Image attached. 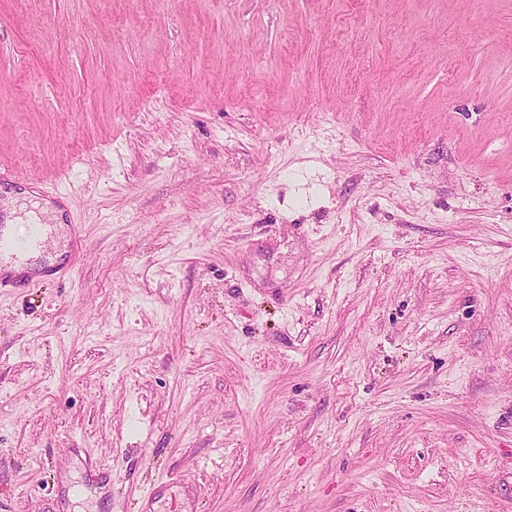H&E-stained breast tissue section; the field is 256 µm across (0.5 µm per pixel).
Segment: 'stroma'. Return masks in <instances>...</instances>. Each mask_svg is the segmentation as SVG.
I'll list each match as a JSON object with an SVG mask.
<instances>
[{
  "instance_id": "stroma-1",
  "label": "stroma",
  "mask_w": 512,
  "mask_h": 512,
  "mask_svg": "<svg viewBox=\"0 0 512 512\" xmlns=\"http://www.w3.org/2000/svg\"><path fill=\"white\" fill-rule=\"evenodd\" d=\"M0 512H512V0H0ZM49 224H29L28 232L24 236L15 234L12 230L11 224L7 223L5 217L0 212V288H7L21 283L23 280L33 278L35 274L38 277L44 276H57L63 272H74V266L71 265L67 269L61 268H45L43 270L24 271L22 275L11 276L4 275L1 271L2 262L17 264L20 266H27L28 255L35 249L46 247L52 231Z\"/></svg>"
}]
</instances>
